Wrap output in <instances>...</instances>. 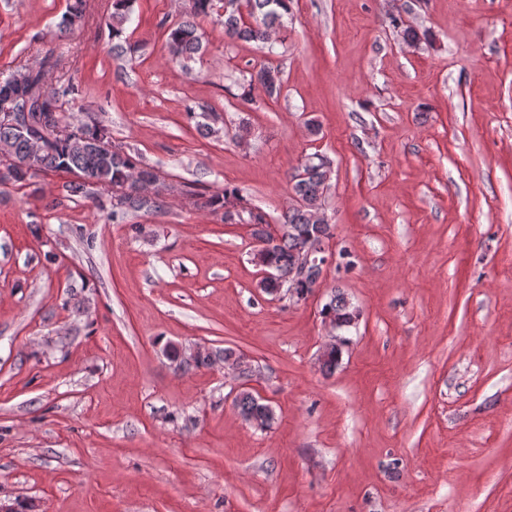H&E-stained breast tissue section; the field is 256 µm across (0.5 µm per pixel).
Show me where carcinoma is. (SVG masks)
<instances>
[{
	"label": "carcinoma",
	"instance_id": "carcinoma-1",
	"mask_svg": "<svg viewBox=\"0 0 512 512\" xmlns=\"http://www.w3.org/2000/svg\"><path fill=\"white\" fill-rule=\"evenodd\" d=\"M293 0H186L187 18L167 27L166 47L171 59L185 69L200 53L202 43L194 19L217 14L224 16V39L237 42L266 43L273 30L284 26V18L292 14ZM131 0H112V13L108 16L112 37L121 35L123 25L129 20ZM85 0H73L68 11L58 23V33L66 35L81 21ZM395 28L407 43L421 40L419 31L406 24L401 17L392 16ZM62 67L61 60L47 57L38 68H18L0 79V143L12 149L14 163L10 166L8 181L24 186L38 173L67 172L77 175L79 181L68 185V192L87 198L99 210L106 208L102 191L112 185L124 189L123 196L111 205L108 216L112 223L123 224L127 216L139 212H155L165 208L162 198L150 199L143 195L147 188H156L158 174L145 164L139 154L111 141L108 128L92 119L72 131L62 105L79 95L78 86L70 78L62 77L56 83L46 80V72ZM260 85L270 97L281 94L280 71L263 66L250 74L242 84L240 97H252L255 85ZM29 114V124L41 131L42 151L29 160L28 136L21 132L20 117ZM329 158L314 153L292 175L295 203L283 214L281 223L287 225L286 233L279 235L271 227L266 215L244 206L241 189L230 184L211 194L198 193L197 205L222 214L224 223H247L254 226L253 235L266 245L268 267L276 278L268 281L265 291L269 294L283 285L291 284L296 298L305 299L315 287L304 281L288 282L297 265L304 258L309 245L324 242L332 237L323 207L324 190L331 180ZM248 218H243V214ZM321 315L330 319L336 329L343 330L354 324L356 315L345 294L336 292L321 309ZM216 358L237 362L240 374L249 375L250 366L230 348L205 349L195 362V367H210ZM236 407L240 415L256 427L265 430L276 420L274 409L248 390L239 392Z\"/></svg>",
	"mask_w": 512,
	"mask_h": 512
}]
</instances>
